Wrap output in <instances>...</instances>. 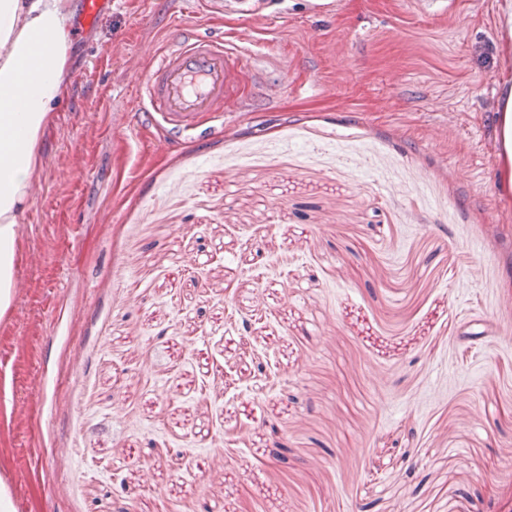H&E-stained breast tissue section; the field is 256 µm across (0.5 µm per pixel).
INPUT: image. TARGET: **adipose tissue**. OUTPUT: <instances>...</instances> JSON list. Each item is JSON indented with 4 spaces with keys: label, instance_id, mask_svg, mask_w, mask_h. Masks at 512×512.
<instances>
[{
    "label": "adipose tissue",
    "instance_id": "adipose-tissue-1",
    "mask_svg": "<svg viewBox=\"0 0 512 512\" xmlns=\"http://www.w3.org/2000/svg\"><path fill=\"white\" fill-rule=\"evenodd\" d=\"M67 0H0V315L12 300L17 225L41 166V135L72 83ZM497 111L498 178L512 207V76Z\"/></svg>",
    "mask_w": 512,
    "mask_h": 512
}]
</instances>
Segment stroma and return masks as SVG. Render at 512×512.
<instances>
[{"label": "stroma", "instance_id": "1", "mask_svg": "<svg viewBox=\"0 0 512 512\" xmlns=\"http://www.w3.org/2000/svg\"><path fill=\"white\" fill-rule=\"evenodd\" d=\"M502 2L201 19L282 83L192 145L128 62L190 0L74 33L0 317L15 512H512Z\"/></svg>", "mask_w": 512, "mask_h": 512}]
</instances>
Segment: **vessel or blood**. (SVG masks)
<instances>
[{
  "mask_svg": "<svg viewBox=\"0 0 512 512\" xmlns=\"http://www.w3.org/2000/svg\"><path fill=\"white\" fill-rule=\"evenodd\" d=\"M80 26L90 27L112 0H80ZM209 15L235 14L254 18V0H204ZM248 31L230 38L201 34L194 27L181 28L177 38L166 41L145 68L139 96L141 109L158 128L185 144L203 133L223 131L233 115L249 111L250 95L240 93L243 75L252 85L264 76L255 65L256 54Z\"/></svg>",
  "mask_w": 512,
  "mask_h": 512,
  "instance_id": "b4317fda",
  "label": "vessel or blood"
}]
</instances>
